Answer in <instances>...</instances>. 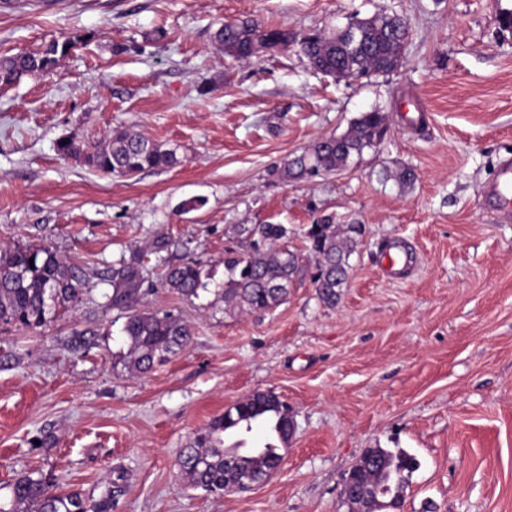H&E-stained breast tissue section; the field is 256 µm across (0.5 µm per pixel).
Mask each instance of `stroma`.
I'll return each mask as SVG.
<instances>
[{
    "instance_id": "stroma-1",
    "label": "stroma",
    "mask_w": 512,
    "mask_h": 512,
    "mask_svg": "<svg viewBox=\"0 0 512 512\" xmlns=\"http://www.w3.org/2000/svg\"><path fill=\"white\" fill-rule=\"evenodd\" d=\"M512 0H0V55L83 41L47 74L0 89V249L36 244L82 264V299L43 327L0 321V496L33 473L108 512H347L342 479L370 448L418 468L400 512H512V215L481 198L512 155ZM403 16L393 73L336 82L297 45L226 58L214 32L254 19L297 32ZM380 110L387 132L343 170L286 182L318 139ZM127 128L176 147L180 165L126 178L57 153ZM409 168L412 183L396 180ZM197 200L195 209L183 204ZM359 221L336 307L310 276L285 303L228 312L224 252L237 224H284L306 255L320 215ZM162 249H155V242ZM411 270L381 265L391 243ZM141 260L144 308L191 329L187 348L131 372L125 310L107 306L118 261ZM194 260L206 291L165 288ZM287 403L280 468L246 493L191 489L182 448L257 392Z\"/></svg>"
}]
</instances>
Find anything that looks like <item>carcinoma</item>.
I'll use <instances>...</instances> for the list:
<instances>
[{
  "label": "carcinoma",
  "instance_id": "obj_1",
  "mask_svg": "<svg viewBox=\"0 0 512 512\" xmlns=\"http://www.w3.org/2000/svg\"><path fill=\"white\" fill-rule=\"evenodd\" d=\"M408 26L398 15L378 13L358 19L343 33L298 34L286 28H263L251 20H231L215 33L224 56L246 61L259 51L286 49L296 44L314 70L335 81L362 76L386 75L402 66ZM81 37L53 41L43 49L22 51L0 59V83L11 84L26 76L48 72ZM386 116L363 112L339 137L317 141L310 149L285 164V180L310 179L344 169L353 157L379 146L386 134ZM63 157L82 158L85 164L107 174L126 177L147 169H163L181 163L177 149L166 147L141 134L116 130L103 147L86 150L72 139L57 145ZM236 234L248 250L224 258L222 299L241 313H260L284 303L304 266L300 255L288 248L284 224H236ZM363 234L360 224H337L323 215L306 232L309 252L315 262L312 275L317 298L327 307L336 306L358 252ZM162 284L182 296H195L205 287L201 270L193 260L171 264L162 274ZM141 268L124 261L112 266V293L107 304L127 311L122 332L128 343V368L144 374L185 349L190 328L170 314L160 316L138 308L145 295ZM83 269L61 261L45 246H16L0 251V315L13 317L25 328L43 326L59 309L80 300ZM292 430L290 410L278 395L257 392L224 411L199 431L177 458V465L190 486L210 493L236 492L250 479L271 474L282 456L279 445L288 442ZM368 466L355 468L354 485L368 494L365 506L378 512L401 507L408 474L418 462L405 452L393 454L370 448ZM78 492L51 491L40 478L21 477L10 496L0 500V512H94Z\"/></svg>",
  "mask_w": 512,
  "mask_h": 512
}]
</instances>
